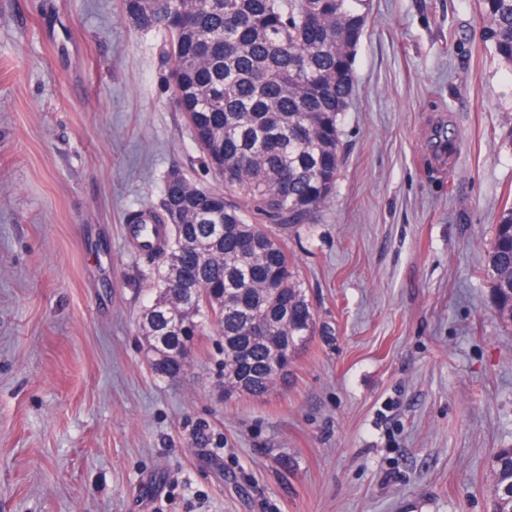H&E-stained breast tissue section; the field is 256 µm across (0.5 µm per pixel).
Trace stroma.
Instances as JSON below:
<instances>
[{"label": "stroma", "instance_id": "35a3bbf8", "mask_svg": "<svg viewBox=\"0 0 512 512\" xmlns=\"http://www.w3.org/2000/svg\"><path fill=\"white\" fill-rule=\"evenodd\" d=\"M478 34L477 0H370L336 192L285 241L317 331L257 401L222 397L212 336L148 367L125 216L170 170L218 185L161 35L121 0H0V512H493L512 70ZM485 274L490 283L494 313L512 325V204H505L490 241Z\"/></svg>", "mask_w": 512, "mask_h": 512}]
</instances>
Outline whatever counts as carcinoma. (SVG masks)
Instances as JSON below:
<instances>
[{"instance_id":"1","label":"carcinoma","mask_w":512,"mask_h":512,"mask_svg":"<svg viewBox=\"0 0 512 512\" xmlns=\"http://www.w3.org/2000/svg\"><path fill=\"white\" fill-rule=\"evenodd\" d=\"M479 41L512 69V0H479ZM136 27L165 38L170 82L204 162L224 189L165 177L155 297L141 328L156 377L187 371L196 338L220 340L222 390L264 397L315 332L284 247L313 221L339 174V121L355 88L369 0H123ZM224 225V235L215 226ZM485 274L512 325V204L494 227ZM256 316L266 336L245 334ZM488 466L494 512H512V448Z\"/></svg>"}]
</instances>
